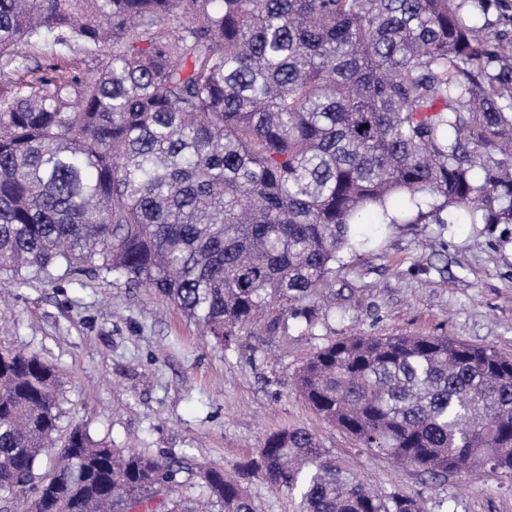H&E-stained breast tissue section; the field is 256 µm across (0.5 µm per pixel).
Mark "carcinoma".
I'll use <instances>...</instances> for the list:
<instances>
[{
  "mask_svg": "<svg viewBox=\"0 0 512 512\" xmlns=\"http://www.w3.org/2000/svg\"><path fill=\"white\" fill-rule=\"evenodd\" d=\"M505 0H0L20 45L96 55L0 100V274L152 289L218 350L310 313L350 236L392 206L417 224H512ZM481 170L483 177L474 176ZM296 388L358 447L431 476L512 474V356L446 336H352ZM60 379L0 350V512H421L380 496L303 428L235 474L61 429ZM256 512H292L294 499L284 491L273 490L261 478H255L249 485Z\"/></svg>",
  "mask_w": 512,
  "mask_h": 512,
  "instance_id": "cac0c4a2",
  "label": "carcinoma"
}]
</instances>
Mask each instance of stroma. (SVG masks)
<instances>
[{
    "label": "stroma",
    "mask_w": 512,
    "mask_h": 512,
    "mask_svg": "<svg viewBox=\"0 0 512 512\" xmlns=\"http://www.w3.org/2000/svg\"><path fill=\"white\" fill-rule=\"evenodd\" d=\"M28 68L0 82V98L51 68L83 75L89 59L27 52ZM511 225L366 224L365 246L339 254L308 332L290 317L275 332L256 326L238 348L210 337L148 288L92 278L81 294L40 280L0 276V348L56 366L61 427L86 425L113 447L136 446L234 471L266 434L302 427L337 466L381 495L415 496L424 512H512V476L459 473L432 479L360 450L324 422L293 380L320 347L358 336L444 335L512 353Z\"/></svg>",
    "instance_id": "stroma-1"
}]
</instances>
